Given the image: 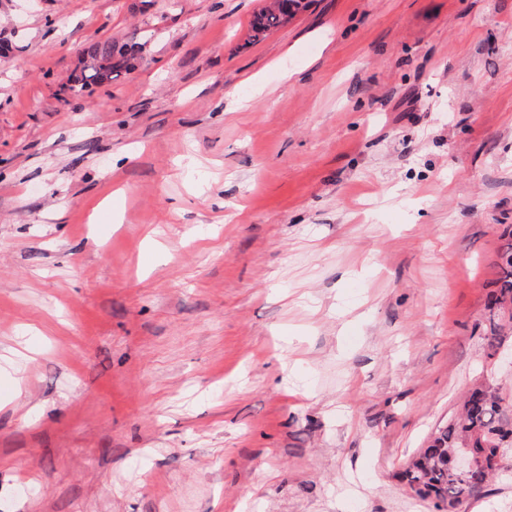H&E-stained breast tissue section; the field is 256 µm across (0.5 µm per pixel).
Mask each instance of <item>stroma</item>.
Wrapping results in <instances>:
<instances>
[{
  "mask_svg": "<svg viewBox=\"0 0 512 512\" xmlns=\"http://www.w3.org/2000/svg\"><path fill=\"white\" fill-rule=\"evenodd\" d=\"M268 2L0 0V512H437L398 472L512 402V0ZM278 2H282L278 13L266 7L251 21L249 33L250 42H259L265 39L270 32L283 26L282 8L288 11V2H293L295 6V14L300 10H305L310 4V1L305 0H278ZM94 65L76 78H70L75 89L92 85H101L112 82L123 71L129 72L134 69L135 46L127 44L117 45L112 39L100 40L91 43L84 53ZM501 239L505 244L501 248L498 265L499 272L496 279V290L493 293V310L496 309L498 319H504L506 312L510 311L512 319V225L503 229Z\"/></svg>",
  "mask_w": 512,
  "mask_h": 512,
  "instance_id": "1",
  "label": "stroma"
}]
</instances>
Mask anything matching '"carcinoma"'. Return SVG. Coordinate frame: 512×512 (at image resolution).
Returning a JSON list of instances; mask_svg holds the SVG:
<instances>
[{
  "instance_id": "cac0c4a2",
  "label": "carcinoma",
  "mask_w": 512,
  "mask_h": 512,
  "mask_svg": "<svg viewBox=\"0 0 512 512\" xmlns=\"http://www.w3.org/2000/svg\"><path fill=\"white\" fill-rule=\"evenodd\" d=\"M281 26L282 13L266 7L251 21L249 41L259 42ZM84 54L93 66L70 79L71 83L82 88L109 83L121 73L134 69L133 45L119 46L110 39L100 40L91 43ZM501 239L505 244L500 253L493 308L498 318L503 319L506 312H512V225L503 229ZM506 412L503 398L495 389L474 388L464 400L459 416L438 429L432 441L419 450L417 458L399 473V478L407 485L419 480L427 481V490L419 493V497L432 500L437 507L445 505L446 512H455L460 505L457 495L461 493V486L449 467L450 453L474 435L476 439L472 448L477 455L494 456L497 447L491 445V437H512V419L505 418Z\"/></svg>"
}]
</instances>
